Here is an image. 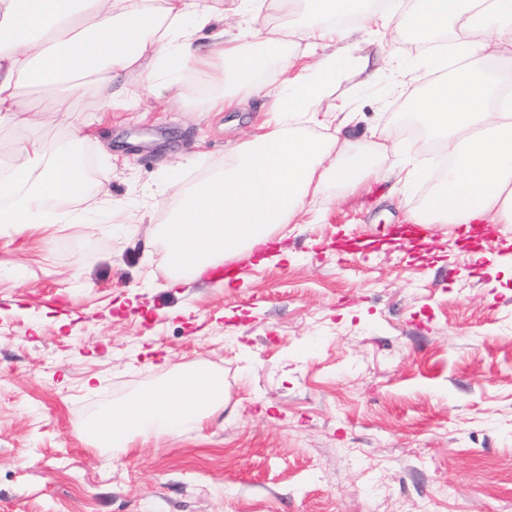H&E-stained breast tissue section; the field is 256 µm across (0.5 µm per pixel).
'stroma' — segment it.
Segmentation results:
<instances>
[{
  "instance_id": "1",
  "label": "stroma",
  "mask_w": 512,
  "mask_h": 512,
  "mask_svg": "<svg viewBox=\"0 0 512 512\" xmlns=\"http://www.w3.org/2000/svg\"><path fill=\"white\" fill-rule=\"evenodd\" d=\"M384 41L363 45L375 82L348 70L331 100L356 102L353 140L399 135L383 169L430 168L406 110L432 79L429 56L403 29ZM127 85L130 112H101L90 91L29 94L46 139L66 135L62 110L82 120L95 188L80 208L96 221L0 233V512H512V276L460 258L445 224L427 243L393 240L432 183L327 184L315 221L238 254V282L175 285L157 241L172 180L222 170L265 112L204 111L196 75L178 104L139 75ZM362 234L375 252L337 256L336 237ZM184 366L224 375L203 430L119 456L79 437Z\"/></svg>"
}]
</instances>
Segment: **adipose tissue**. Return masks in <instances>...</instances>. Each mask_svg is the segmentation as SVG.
<instances>
[{
    "instance_id": "1",
    "label": "adipose tissue",
    "mask_w": 512,
    "mask_h": 512,
    "mask_svg": "<svg viewBox=\"0 0 512 512\" xmlns=\"http://www.w3.org/2000/svg\"><path fill=\"white\" fill-rule=\"evenodd\" d=\"M358 0H0V128H25L16 162L0 168V230L78 224L66 203L89 186L72 147L81 122L71 118L66 139L32 133L28 90L65 95L93 91L111 110L136 100L123 75L143 71L204 73L207 112L237 109L253 96H271L266 132L234 150L224 171L196 188L174 190L161 230L173 277H195L224 257L264 244L283 224L303 223L329 183L357 192L378 175V150L352 141L350 103L326 105L347 65L364 68L355 50L360 27L349 16L389 26L390 6L358 11ZM296 15L294 36L260 24L263 11ZM408 26L429 38L456 20L474 32L452 50L451 76L429 84L413 111L441 158L428 174L435 190L413 215L418 224H512V0H408ZM321 48L318 59L297 40ZM275 66L284 93H270L262 74ZM324 135L309 132V125ZM224 405V381L203 369L170 372L149 390L134 392L83 427L95 445L125 455L135 440H161L202 430Z\"/></svg>"
}]
</instances>
